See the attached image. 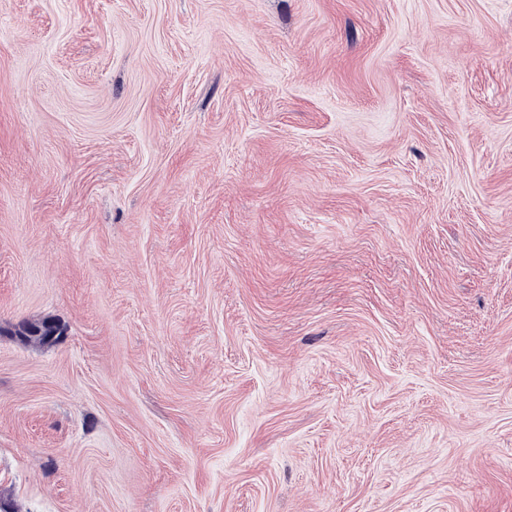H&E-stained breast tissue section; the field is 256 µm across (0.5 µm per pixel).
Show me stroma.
Wrapping results in <instances>:
<instances>
[{"mask_svg":"<svg viewBox=\"0 0 512 512\" xmlns=\"http://www.w3.org/2000/svg\"><path fill=\"white\" fill-rule=\"evenodd\" d=\"M0 504L512 512V0H0Z\"/></svg>","mask_w":512,"mask_h":512,"instance_id":"obj_1","label":"stroma"}]
</instances>
